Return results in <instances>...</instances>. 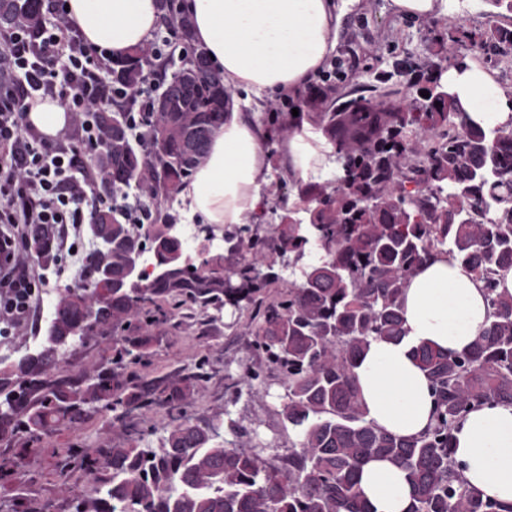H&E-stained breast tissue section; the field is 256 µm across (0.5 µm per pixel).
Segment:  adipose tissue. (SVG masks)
Instances as JSON below:
<instances>
[{
    "label": "adipose tissue",
    "mask_w": 512,
    "mask_h": 512,
    "mask_svg": "<svg viewBox=\"0 0 512 512\" xmlns=\"http://www.w3.org/2000/svg\"><path fill=\"white\" fill-rule=\"evenodd\" d=\"M66 19L85 43L120 55L156 30V0H66ZM351 0H187L193 41L224 75L230 102L206 163L183 188L185 217L212 225L243 224L263 203L272 153L289 178L322 182L339 172L336 146L323 130L301 120L270 148L258 114L282 91L300 93L337 47L338 26ZM470 118L512 129V100L487 68L470 62L443 75ZM408 343L371 341L354 373L367 420L391 433L416 437L434 420L430 381L409 342L466 352L491 320L480 281L448 253L436 254L403 295ZM454 458L470 490L512 505V405L470 411L453 434ZM360 491L371 512H408L411 486L388 460L368 463Z\"/></svg>",
    "instance_id": "ef3b65f1"
}]
</instances>
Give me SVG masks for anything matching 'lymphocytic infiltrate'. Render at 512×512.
<instances>
[{
	"instance_id": "lymphocytic-infiltrate-1",
	"label": "lymphocytic infiltrate",
	"mask_w": 512,
	"mask_h": 512,
	"mask_svg": "<svg viewBox=\"0 0 512 512\" xmlns=\"http://www.w3.org/2000/svg\"><path fill=\"white\" fill-rule=\"evenodd\" d=\"M38 11L35 26H0V336L33 328L49 283L28 261L33 225L54 227L60 266L83 259L80 230L102 200L94 170L79 160L99 139L94 113L130 99L139 116L159 87L152 80L133 94L113 84L111 55L68 24L64 0H40ZM45 98L59 100L70 117L54 139L27 120Z\"/></svg>"
}]
</instances>
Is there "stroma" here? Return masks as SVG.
<instances>
[{"label":"stroma","mask_w":512,"mask_h":512,"mask_svg":"<svg viewBox=\"0 0 512 512\" xmlns=\"http://www.w3.org/2000/svg\"><path fill=\"white\" fill-rule=\"evenodd\" d=\"M422 24L395 14L390 0H356L343 16L338 30L334 58L346 77L337 81V92L371 81L367 62L391 71L396 64L416 55L422 47ZM210 326L189 318L175 317L165 324L152 347L151 355L137 365L138 375L147 378L175 377L185 366L206 361L209 377L202 393L191 400L190 414L200 418H220L219 438L225 446L262 448L274 460L296 442L295 431L283 426L280 410L285 391L276 375L267 371L261 357L248 343L249 313L230 307L210 312ZM112 358L111 338H96L73 347L52 369V377L65 378L78 368L105 365ZM125 432L107 426L104 418L92 416L76 429L63 428L37 444L28 461L25 476L13 487H0V504L11 507L16 492L46 504L50 512H70L69 498L58 477L60 449L72 446L99 448L121 441Z\"/></svg>","instance_id":"35a3bbf8"}]
</instances>
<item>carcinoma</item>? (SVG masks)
Listing matches in <instances>:
<instances>
[{
  "label": "carcinoma",
  "instance_id": "carcinoma-1",
  "mask_svg": "<svg viewBox=\"0 0 512 512\" xmlns=\"http://www.w3.org/2000/svg\"><path fill=\"white\" fill-rule=\"evenodd\" d=\"M489 2L495 10L481 26L435 22L433 36L421 37L415 67L426 82L451 60L464 65L459 53L468 43L492 65L512 67V23L501 13H512V0ZM37 19L36 0H0V25ZM167 66L145 43L112 59V79L131 89L157 75L168 107L153 100L140 138L131 113L94 115L101 137L86 163L112 188V202L88 225L93 249L81 278L90 283L108 269L112 296L102 303L92 288L65 289L37 349L0 371V440L18 443L0 455V483L11 485L24 472L33 443L83 425L100 413L99 403L112 410L114 424L158 406L164 435L155 448L132 428L105 448L67 449L92 484L86 493L60 473L74 512H368L358 477L373 458L407 473L409 512H512L469 490L452 452L453 432L469 411L512 405V294L497 282L499 271L512 268V130L474 123L456 111L450 93L403 95L395 71L340 98L332 88H314L304 99L309 112H262L259 120L270 139L282 140L309 117L336 144L341 173L295 185L289 206L280 199L287 182L277 177L270 210L279 222L262 214L225 234L235 258L229 268L221 256L189 268L164 202L205 164L230 94L203 51L170 78ZM131 197L150 210V223H131ZM54 238L49 225L35 229L32 249L46 268L57 261ZM316 246L321 262L305 263ZM147 251L162 272L129 292L122 285L132 259ZM442 251L483 283L493 320L462 355L410 345L430 380L435 419L422 435L405 438L365 419L354 367L372 339L405 342L404 289ZM277 257L288 258L286 286L273 271ZM227 305L250 311L251 347L286 390L282 421L299 440L276 461L261 448L225 447L211 432L214 420L187 415L188 399L203 390L205 363L171 380L125 374L150 354L153 336L175 314ZM88 309L95 319L78 336ZM96 336L112 337V367L49 376L62 353Z\"/></svg>",
  "mask_w": 512,
  "mask_h": 512
}]
</instances>
